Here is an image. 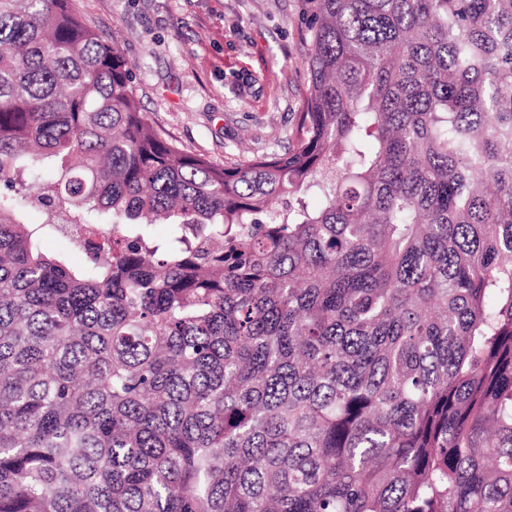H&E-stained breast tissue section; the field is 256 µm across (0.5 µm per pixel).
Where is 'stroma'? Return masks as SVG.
Segmentation results:
<instances>
[{
  "mask_svg": "<svg viewBox=\"0 0 512 512\" xmlns=\"http://www.w3.org/2000/svg\"><path fill=\"white\" fill-rule=\"evenodd\" d=\"M164 137L215 164L284 150L302 109V0H74Z\"/></svg>",
  "mask_w": 512,
  "mask_h": 512,
  "instance_id": "1",
  "label": "stroma"
}]
</instances>
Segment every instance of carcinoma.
<instances>
[{
  "label": "carcinoma",
  "instance_id": "1",
  "mask_svg": "<svg viewBox=\"0 0 512 512\" xmlns=\"http://www.w3.org/2000/svg\"><path fill=\"white\" fill-rule=\"evenodd\" d=\"M305 11L288 148L220 166L0 0V512H512V0ZM43 248L50 254L65 257L73 266H82L86 263V256L83 253L69 249L56 237L47 238L43 243Z\"/></svg>",
  "mask_w": 512,
  "mask_h": 512
}]
</instances>
